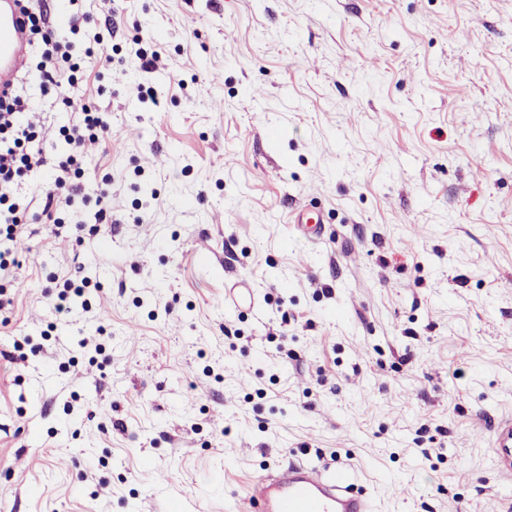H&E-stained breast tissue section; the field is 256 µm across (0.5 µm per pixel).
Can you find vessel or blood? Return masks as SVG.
<instances>
[{
	"label": "vessel or blood",
	"instance_id": "vessel-or-blood-1",
	"mask_svg": "<svg viewBox=\"0 0 512 512\" xmlns=\"http://www.w3.org/2000/svg\"><path fill=\"white\" fill-rule=\"evenodd\" d=\"M29 54L26 18L17 0H0V94L10 91ZM491 455L497 467L512 472V418L493 428ZM251 512H373V498L355 491L349 466L318 468L290 464L276 475H258L248 487Z\"/></svg>",
	"mask_w": 512,
	"mask_h": 512
}]
</instances>
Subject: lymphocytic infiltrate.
Returning a JSON list of instances; mask_svg holds the SVG:
<instances>
[{
  "label": "lymphocytic infiltrate",
  "mask_w": 512,
  "mask_h": 512,
  "mask_svg": "<svg viewBox=\"0 0 512 512\" xmlns=\"http://www.w3.org/2000/svg\"><path fill=\"white\" fill-rule=\"evenodd\" d=\"M21 2L27 16L30 49L40 57L36 68L42 92L55 93L65 110H79L81 117L60 129L69 150L58 158L52 188L38 203L21 204L14 197L15 188L44 163L40 132L32 118L34 104L27 96L16 89L0 96V238L9 242L23 238L29 225L62 212L70 214L73 223H81L78 206L90 200L82 182L83 148L86 142L99 140L109 131L103 112L87 103L74 105L66 93L80 71L70 42L59 37L45 13L35 10L31 0Z\"/></svg>",
  "instance_id": "lymphocytic-infiltrate-1"
}]
</instances>
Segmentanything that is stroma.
<instances>
[{
    "mask_svg": "<svg viewBox=\"0 0 512 512\" xmlns=\"http://www.w3.org/2000/svg\"><path fill=\"white\" fill-rule=\"evenodd\" d=\"M77 8L112 48L70 94L108 114L85 182L117 223L105 249L93 206L79 231L42 220L0 276V512H226L298 460L347 464L375 512H502L512 0ZM28 88L24 201L72 118ZM84 279L57 314L52 282ZM491 455L502 472H512V418L500 420L493 427Z\"/></svg>",
    "mask_w": 512,
    "mask_h": 512,
    "instance_id": "obj_1",
    "label": "stroma"
}]
</instances>
